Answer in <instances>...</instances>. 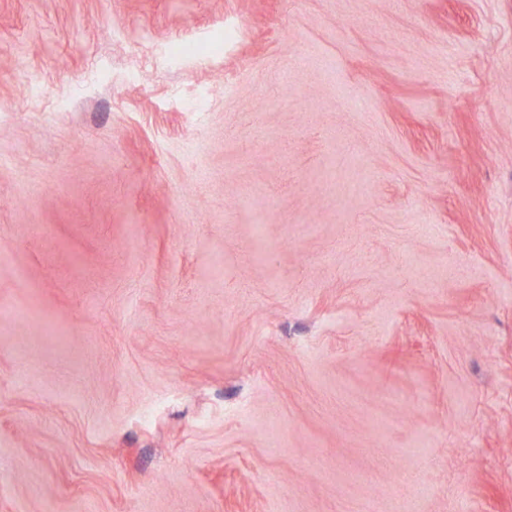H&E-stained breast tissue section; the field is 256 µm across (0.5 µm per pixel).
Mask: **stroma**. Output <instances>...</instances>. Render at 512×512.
Here are the masks:
<instances>
[{
    "instance_id": "35a3bbf8",
    "label": "stroma",
    "mask_w": 512,
    "mask_h": 512,
    "mask_svg": "<svg viewBox=\"0 0 512 512\" xmlns=\"http://www.w3.org/2000/svg\"><path fill=\"white\" fill-rule=\"evenodd\" d=\"M0 512H512V0H0Z\"/></svg>"
}]
</instances>
